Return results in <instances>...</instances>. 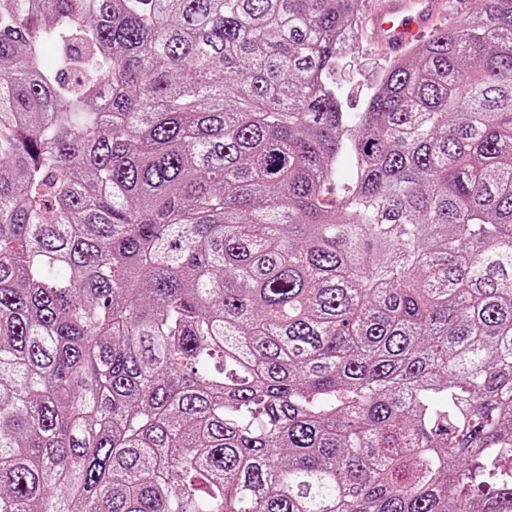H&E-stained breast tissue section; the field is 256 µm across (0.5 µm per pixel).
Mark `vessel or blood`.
Returning <instances> with one entry per match:
<instances>
[{
	"mask_svg": "<svg viewBox=\"0 0 512 512\" xmlns=\"http://www.w3.org/2000/svg\"><path fill=\"white\" fill-rule=\"evenodd\" d=\"M443 0H377L368 15L376 42L393 53L403 52L433 27Z\"/></svg>",
	"mask_w": 512,
	"mask_h": 512,
	"instance_id": "obj_1",
	"label": "vessel or blood"
}]
</instances>
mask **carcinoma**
Listing matches in <instances>:
<instances>
[{"mask_svg":"<svg viewBox=\"0 0 512 512\" xmlns=\"http://www.w3.org/2000/svg\"><path fill=\"white\" fill-rule=\"evenodd\" d=\"M362 4L0 0V512H512V0ZM375 1L364 0L363 12L357 22V41L347 48L336 73V79L343 84L347 105L352 111L362 108L369 87L377 81L385 61L394 59L392 56L403 52L412 41L433 27L434 23L435 27L424 36L426 38L423 41L436 29L457 24L467 18L475 7L476 0H460L464 6L461 19L458 18L459 14L455 15L453 9L448 15L449 0H446L444 14L439 17L445 3L441 0H382L375 3L368 14L373 37L395 55L372 39L366 13Z\"/></svg>","mask_w":512,"mask_h":512,"instance_id":"obj_1","label":"carcinoma"}]
</instances>
